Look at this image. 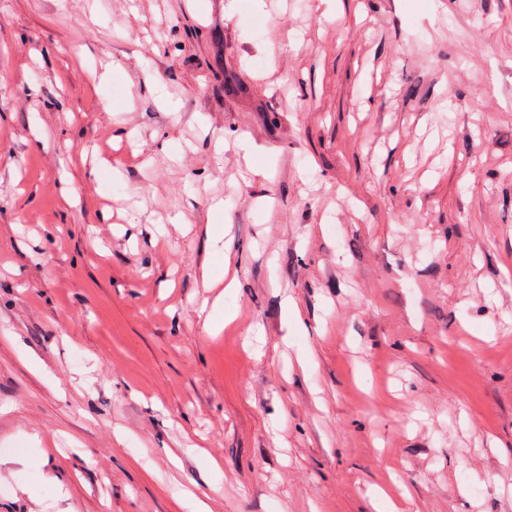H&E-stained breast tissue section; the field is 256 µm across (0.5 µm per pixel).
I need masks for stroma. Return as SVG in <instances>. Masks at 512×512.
Segmentation results:
<instances>
[{
    "label": "stroma",
    "instance_id": "obj_1",
    "mask_svg": "<svg viewBox=\"0 0 512 512\" xmlns=\"http://www.w3.org/2000/svg\"><path fill=\"white\" fill-rule=\"evenodd\" d=\"M392 481L512 512V0H0V512Z\"/></svg>",
    "mask_w": 512,
    "mask_h": 512
}]
</instances>
